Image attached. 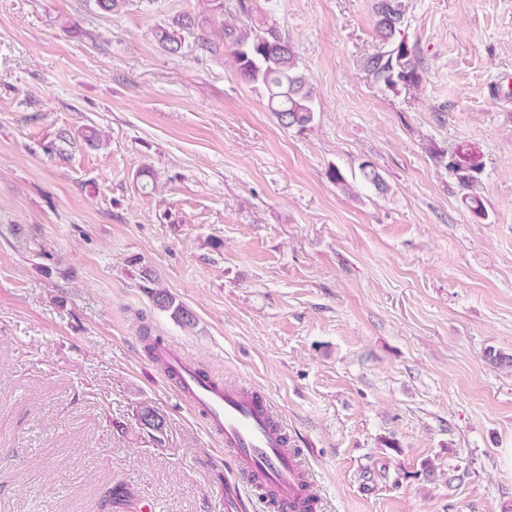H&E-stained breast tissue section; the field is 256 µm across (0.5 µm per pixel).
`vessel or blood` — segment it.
Here are the masks:
<instances>
[{"label":"vessel or blood","mask_w":512,"mask_h":512,"mask_svg":"<svg viewBox=\"0 0 512 512\" xmlns=\"http://www.w3.org/2000/svg\"><path fill=\"white\" fill-rule=\"evenodd\" d=\"M156 358L177 377L181 391L203 411L223 435L224 451L237 472L258 477L271 486L281 512H301L316 497L313 486L290 448L282 425L274 422L267 400L245 388L221 384L201 376L197 369L170 349Z\"/></svg>","instance_id":"obj_1"}]
</instances>
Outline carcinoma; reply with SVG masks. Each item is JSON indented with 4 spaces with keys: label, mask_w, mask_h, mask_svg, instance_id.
<instances>
[{
    "label": "carcinoma",
    "mask_w": 512,
    "mask_h": 512,
    "mask_svg": "<svg viewBox=\"0 0 512 512\" xmlns=\"http://www.w3.org/2000/svg\"><path fill=\"white\" fill-rule=\"evenodd\" d=\"M224 13V0H205L202 11L180 15L174 24L194 35V45L201 50L211 48L208 26L210 16ZM375 29L378 37L392 49L378 52L368 58L366 67L379 81L394 87L399 83L415 84L419 75L404 42H396L403 19L399 0H378L375 5ZM224 51L229 55L236 72L247 83L262 87L267 95L268 107L283 128H307L314 121V90L300 69L293 44L279 30L269 27L262 32L225 23L222 27ZM157 42L168 52L176 54L184 43L168 28L155 29ZM457 171L477 172L482 166L480 154L471 147H460L451 163ZM363 180L376 190L384 192L386 183L377 168L360 165ZM153 302L163 310L172 311L173 317L183 326L192 327L195 318L190 311L164 290H153ZM142 426L154 432H163V423L149 408L138 414ZM128 492L122 485L107 491L103 504L118 507L127 504Z\"/></svg>",
    "instance_id": "cac0c4a2"
}]
</instances>
